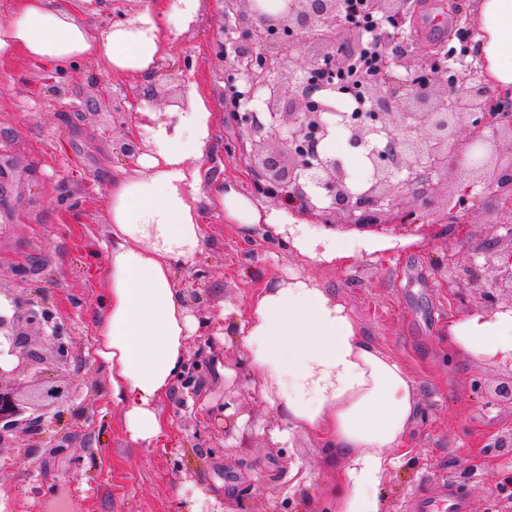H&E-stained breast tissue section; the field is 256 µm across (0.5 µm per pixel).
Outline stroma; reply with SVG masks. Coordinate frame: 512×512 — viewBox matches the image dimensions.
I'll return each mask as SVG.
<instances>
[{"label":"stroma","mask_w":512,"mask_h":512,"mask_svg":"<svg viewBox=\"0 0 512 512\" xmlns=\"http://www.w3.org/2000/svg\"><path fill=\"white\" fill-rule=\"evenodd\" d=\"M449 22L448 44L471 54L474 0H425ZM242 36L222 0L174 39L164 69L200 85L221 117L205 164L212 184L233 181L257 197L241 151V130L226 117L240 76L215 69ZM157 81L106 75L96 61L62 74L19 58L0 63V287L19 296L41 292L72 345L66 369L72 398L60 410L54 446L30 453L0 450V512H210L233 507L251 486L253 512H264L268 487L304 512H328L341 468L312 434L281 442L277 412L255 399L241 350L224 330L274 277L311 276L331 288L361 334L410 372L420 411L407 439L412 448L384 488L385 512H417L419 490L452 484L470 512H512V491L499 470L512 455L497 441L512 433V405L493 390L505 372L491 360L446 359L448 324L481 307L482 288L449 285V257H467L469 242L495 237L484 200L466 213L469 239L438 214L376 231L336 229L352 244L345 262H311L262 234L205 213V243L177 270L178 286L199 327L189 355L205 354L221 372L203 374L198 393L173 384L159 408L169 435L148 447L129 439L110 398L108 363L98 354L97 324L105 293L109 237L105 195L116 168L135 160L119 147L131 112L167 118ZM237 412L224 433V403Z\"/></svg>","instance_id":"1"}]
</instances>
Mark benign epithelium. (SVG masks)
I'll return each mask as SVG.
<instances>
[{
  "label": "benign epithelium",
  "instance_id": "7a95c632",
  "mask_svg": "<svg viewBox=\"0 0 512 512\" xmlns=\"http://www.w3.org/2000/svg\"><path fill=\"white\" fill-rule=\"evenodd\" d=\"M379 19L397 23L387 35L394 48L385 55V70L365 71L361 98L370 110L344 121L352 145L371 146V175L359 191L342 165L320 150L328 137L334 108L323 91L328 86L311 73L320 63L346 68L364 50L365 30L341 25L345 0H283L275 13H263L255 0H232L230 8L241 24L242 40L235 47L233 69L244 73L248 91L240 99H254L263 89L264 112H231L228 117L248 133L244 151L262 193L290 211L313 214L329 228L379 229L413 211L396 213L406 195L425 211L437 209L439 187L448 170L463 167L468 178L458 181L446 199L443 221L458 225V212L473 196H487L509 220L497 224L512 243V100L501 104L500 94H488L478 66L466 64L455 75L440 56L430 51L408 55L405 25L408 0H368ZM318 41L326 45L323 61L286 69L285 43ZM406 71V85L391 84L390 73ZM405 101L402 111L392 102ZM276 146L266 147L267 138ZM509 142L503 153L501 142ZM144 150L136 135L127 136L121 154L134 158ZM471 282L486 279L493 292L484 296L486 312L512 310V246L498 241L475 243L468 262L448 258V278ZM11 310L0 311V449L15 447L18 434L29 437L28 447H41L43 435L57 421L56 409L70 397L62 368L69 348L53 310L41 301H21L0 287ZM211 369L200 354L189 364L183 384L195 388L198 375Z\"/></svg>",
  "mask_w": 512,
  "mask_h": 512
}]
</instances>
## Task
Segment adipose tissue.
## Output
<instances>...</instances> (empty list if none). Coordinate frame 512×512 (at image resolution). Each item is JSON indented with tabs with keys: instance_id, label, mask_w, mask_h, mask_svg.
I'll return each mask as SVG.
<instances>
[{
	"instance_id": "1",
	"label": "adipose tissue",
	"mask_w": 512,
	"mask_h": 512,
	"mask_svg": "<svg viewBox=\"0 0 512 512\" xmlns=\"http://www.w3.org/2000/svg\"><path fill=\"white\" fill-rule=\"evenodd\" d=\"M204 0H176L159 13H137L93 27L76 0H9L0 12V59L22 56L50 67L86 59L108 74L148 80L172 35L199 15ZM472 48L488 83L512 90V0H475ZM217 120L207 96L188 85L185 106L150 126L149 148L133 171L113 174L106 197L110 263L99 326V353L108 362L112 402L125 430L145 445L166 434L159 403L183 373L196 329L177 285L176 268L200 250L202 213L211 205L228 224L253 231L264 224L287 232L295 218L282 206L257 205L236 185L202 199L201 165ZM293 247L311 261H345L351 245L304 233ZM253 393L282 418L287 431L313 433L343 465L334 512H382L381 488L410 448L406 434L418 413V393L405 367L361 335L331 289L297 275L272 282L233 328ZM448 346L474 358H512V314L473 313L448 326Z\"/></svg>"
}]
</instances>
